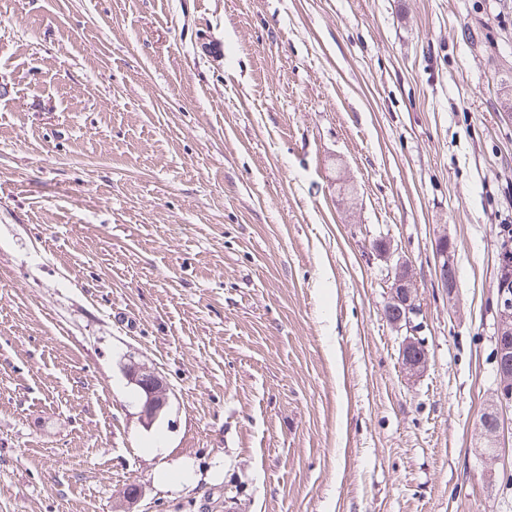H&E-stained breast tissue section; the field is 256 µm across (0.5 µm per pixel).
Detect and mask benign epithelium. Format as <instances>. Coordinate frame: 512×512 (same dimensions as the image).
Segmentation results:
<instances>
[{"label": "benign epithelium", "instance_id": "benign-epithelium-1", "mask_svg": "<svg viewBox=\"0 0 512 512\" xmlns=\"http://www.w3.org/2000/svg\"><path fill=\"white\" fill-rule=\"evenodd\" d=\"M378 252L387 263L389 294L384 309H397L398 318L393 324L401 331H406L401 344V364L403 369L415 375L424 368L427 350L424 340L418 335L421 325L415 323L419 315L417 295L411 267L401 261H393L392 250L383 241L378 242ZM436 276L448 292V298H453L456 292V278L452 244L448 238H442L436 247ZM498 307L502 318L498 323V345L495 362L498 366L496 389L490 406L499 410L512 408V280L505 276L499 280ZM131 383L144 390L146 400L142 405L141 417L150 423L168 406L170 388L155 372L141 376L126 371ZM488 464L484 472L487 488L495 485V464L501 460L498 449L494 448L483 454Z\"/></svg>", "mask_w": 512, "mask_h": 512}]
</instances>
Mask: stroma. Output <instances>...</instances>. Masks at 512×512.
<instances>
[{"mask_svg":"<svg viewBox=\"0 0 512 512\" xmlns=\"http://www.w3.org/2000/svg\"><path fill=\"white\" fill-rule=\"evenodd\" d=\"M502 224L512 0H0V512H512ZM436 276L442 288H446L448 297H453L456 292V278L452 244L448 237H443L436 247ZM378 252L387 263L390 284L384 311L397 309L399 316L391 322L399 331H406L401 344V364L407 373L416 375L425 366L427 350L424 340L418 335L421 325L415 323L419 315V306L412 270L401 260L393 262L392 250L385 242H378ZM498 307L502 318L498 323L496 336L498 345L495 362L498 366L496 389L491 403L481 412L491 406L503 410L512 407V283L508 275L499 280ZM511 288V289H510ZM126 374L131 383L144 390L146 394L141 417L149 424L168 406L170 388L164 384L162 378L155 372L149 373L148 376H141L127 370Z\"/></svg>","mask_w":512,"mask_h":512,"instance_id":"obj_1","label":"stroma"}]
</instances>
